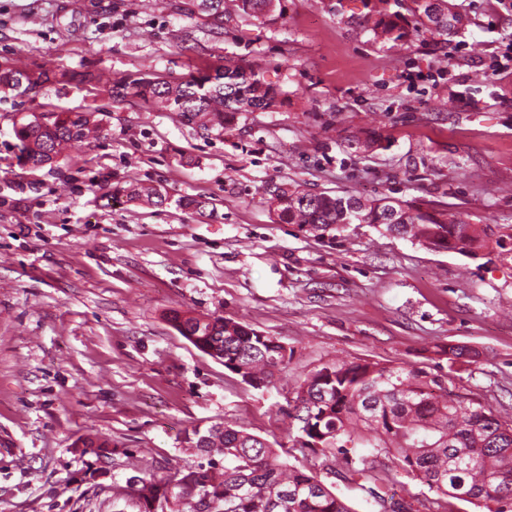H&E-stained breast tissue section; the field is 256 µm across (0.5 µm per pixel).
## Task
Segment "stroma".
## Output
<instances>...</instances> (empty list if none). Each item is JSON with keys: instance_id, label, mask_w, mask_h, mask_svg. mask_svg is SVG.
<instances>
[{"instance_id": "stroma-1", "label": "stroma", "mask_w": 512, "mask_h": 512, "mask_svg": "<svg viewBox=\"0 0 512 512\" xmlns=\"http://www.w3.org/2000/svg\"><path fill=\"white\" fill-rule=\"evenodd\" d=\"M444 36L374 41L377 0H281L275 22L230 12L212 29L174 0H0V64L88 71L0 100V512H134L113 483L188 473L194 428H246L317 473L354 512L370 489H428L377 458L351 480L334 457L294 448L288 402L337 360L428 372L512 416V255L473 261L351 225L314 239L278 222L272 182L426 201L473 224L512 225V0H452ZM260 60L288 98L206 129L106 89L149 68L184 79L208 64ZM99 109L102 137L40 167L19 158L18 114ZM378 141L364 150L366 137ZM160 187V207L113 199ZM199 197L213 217L186 208ZM220 315L289 349L254 388L196 349L170 310ZM476 349L449 367L439 346ZM81 437L111 440L102 462Z\"/></svg>"}]
</instances>
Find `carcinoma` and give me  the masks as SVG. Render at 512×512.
<instances>
[{"mask_svg": "<svg viewBox=\"0 0 512 512\" xmlns=\"http://www.w3.org/2000/svg\"><path fill=\"white\" fill-rule=\"evenodd\" d=\"M246 17L274 21L280 0H234ZM415 24L408 30L399 18L380 15L372 31L377 39L400 41L423 33L443 35L454 29L458 14L448 0H413ZM176 9L211 28H223L224 0H179ZM88 81L67 69L39 67L16 70L0 66V93L26 94L40 90L58 77ZM118 99L130 97L149 109L175 112L203 127L222 128L237 116L271 110L285 93L261 79L256 63L207 68L187 79L167 80L152 71H138L115 81L108 89ZM103 132L95 108L83 111L33 113L15 126L20 159L34 167L52 162L61 146L96 138ZM132 204L162 205L167 197L157 188L130 184L113 190ZM278 219L295 224L313 237L346 231L345 203L354 195H331L298 184L276 183L266 189ZM364 221L382 233L406 238L435 252H454L476 260L512 245V232L499 224H471L448 217L426 203L391 196L368 200ZM184 338L210 331L223 337L224 368L251 386L273 382L288 362V349L233 318L213 316L205 329L178 310L168 317ZM453 364L475 358L478 352L450 346L436 351ZM447 375L415 367H391L371 360L336 361L308 374L295 387L288 417L297 421L296 445L315 454L334 451L347 455L351 448H371L385 455L394 467L426 485L432 496L424 499L386 497L369 489L385 512H453L452 500L468 502L488 512H512V419L496 414L480 399L448 389ZM82 453L96 459L114 452L107 440L84 441ZM206 462L198 465L196 485L188 475L140 479L134 490L112 484L113 496L136 503L138 512H154L159 499L208 498L206 512H354L323 485L313 472L287 464L260 437L224 425V433L201 449Z\"/></svg>", "mask_w": 512, "mask_h": 512, "instance_id": "carcinoma-1", "label": "carcinoma"}]
</instances>
